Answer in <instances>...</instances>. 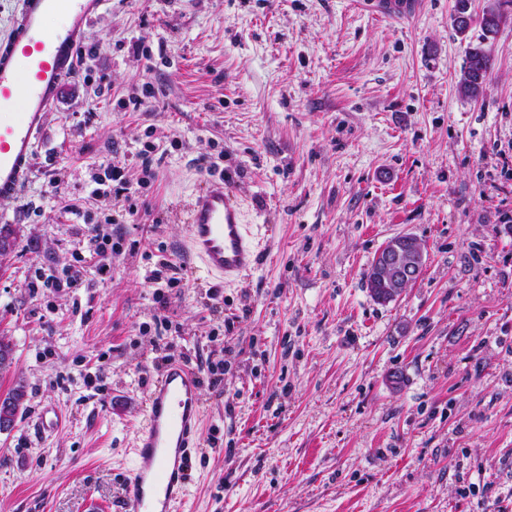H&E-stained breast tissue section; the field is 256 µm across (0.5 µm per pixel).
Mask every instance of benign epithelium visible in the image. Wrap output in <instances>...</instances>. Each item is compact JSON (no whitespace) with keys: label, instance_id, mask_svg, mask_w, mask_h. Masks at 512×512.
<instances>
[{"label":"benign epithelium","instance_id":"7a95c632","mask_svg":"<svg viewBox=\"0 0 512 512\" xmlns=\"http://www.w3.org/2000/svg\"><path fill=\"white\" fill-rule=\"evenodd\" d=\"M424 260V247L416 237L396 236L380 249L373 265L364 273V282L382 285L376 289V298L382 303H389L415 281Z\"/></svg>","mask_w":512,"mask_h":512}]
</instances>
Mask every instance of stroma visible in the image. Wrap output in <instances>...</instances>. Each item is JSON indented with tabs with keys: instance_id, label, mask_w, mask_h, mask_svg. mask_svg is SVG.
<instances>
[{
	"instance_id": "stroma-1",
	"label": "stroma",
	"mask_w": 512,
	"mask_h": 512,
	"mask_svg": "<svg viewBox=\"0 0 512 512\" xmlns=\"http://www.w3.org/2000/svg\"><path fill=\"white\" fill-rule=\"evenodd\" d=\"M476 22L457 0H107L50 107L35 172L0 201V432L5 512H125L156 344L203 389L182 512H512V0L478 98L458 81ZM149 84L139 108L118 99ZM153 176L132 206L87 198L89 168ZM218 158L259 244L214 288L189 259L187 204ZM112 215V277L35 287ZM425 248L419 278L380 304L363 275L390 238ZM176 267V329L145 271ZM219 301H212V291ZM54 406L60 426L43 427Z\"/></svg>"
}]
</instances>
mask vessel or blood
Here are the masks:
<instances>
[{
  "label": "vessel or blood",
  "mask_w": 512,
  "mask_h": 512,
  "mask_svg": "<svg viewBox=\"0 0 512 512\" xmlns=\"http://www.w3.org/2000/svg\"><path fill=\"white\" fill-rule=\"evenodd\" d=\"M106 0H22L0 40V200L14 199L33 171L50 106L78 64V48ZM189 252L226 282L250 272L259 252L227 180L215 176L187 206ZM201 377L183 359L162 367L134 445L125 512H179L187 495L184 455L196 447Z\"/></svg>",
  "instance_id": "obj_1"
}]
</instances>
